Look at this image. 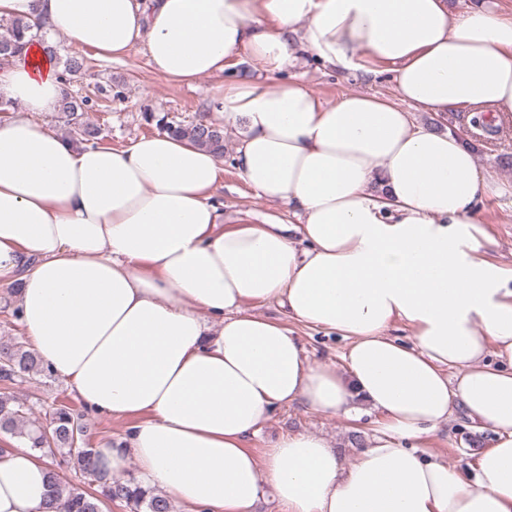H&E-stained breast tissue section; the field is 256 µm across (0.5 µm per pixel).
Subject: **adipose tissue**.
<instances>
[{"label":"adipose tissue","mask_w":512,"mask_h":512,"mask_svg":"<svg viewBox=\"0 0 512 512\" xmlns=\"http://www.w3.org/2000/svg\"><path fill=\"white\" fill-rule=\"evenodd\" d=\"M3 17L105 59L145 47L168 82L243 52L275 73L300 50L385 68L397 95L225 84L218 112L247 127L239 176L299 217L225 228L208 150L168 133L79 144L32 120L59 110L66 46L33 32L0 66V99L22 109L0 123V278L19 275L44 366L91 412L131 419L97 448L107 481L136 464L183 512H252L268 487L287 512H512V264L487 256L476 210L501 189L464 135L410 114L511 113L512 17L486 0L461 15L449 0H0ZM399 320L411 343L390 335ZM296 323L347 339L344 371L311 365ZM296 402L383 428L349 463L305 433L254 456L247 439ZM459 408L496 435L468 474L422 451ZM50 494L36 453L0 451V512H52Z\"/></svg>","instance_id":"adipose-tissue-1"}]
</instances>
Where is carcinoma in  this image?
Returning a JSON list of instances; mask_svg holds the SVG:
<instances>
[{
  "label": "carcinoma",
  "instance_id": "carcinoma-1",
  "mask_svg": "<svg viewBox=\"0 0 512 512\" xmlns=\"http://www.w3.org/2000/svg\"><path fill=\"white\" fill-rule=\"evenodd\" d=\"M30 31L28 22L12 20L6 32L0 34V57L7 59L21 53L23 39ZM61 73L65 83L82 73L85 61L68 56L62 62ZM88 99L67 91L60 105L61 118L78 141L90 143L97 139L98 129L81 121ZM144 120L159 130L189 138L216 156L224 155V127L203 117L188 125L176 123L166 113L146 112ZM47 371L38 357L23 345L0 347V381L32 380ZM31 407L19 401L8 391L0 392V431L24 440V446L41 455L62 458L74 471L85 472L95 478L100 491L85 492L63 481L56 470H51L55 498L63 501L64 512H102L108 501L125 503L130 512H172V505L162 495L142 489L135 480L124 482L102 481L96 465L95 449L87 443L88 423L84 414L71 405L60 403L53 408L50 422L43 426L28 419Z\"/></svg>",
  "mask_w": 512,
  "mask_h": 512
}]
</instances>
